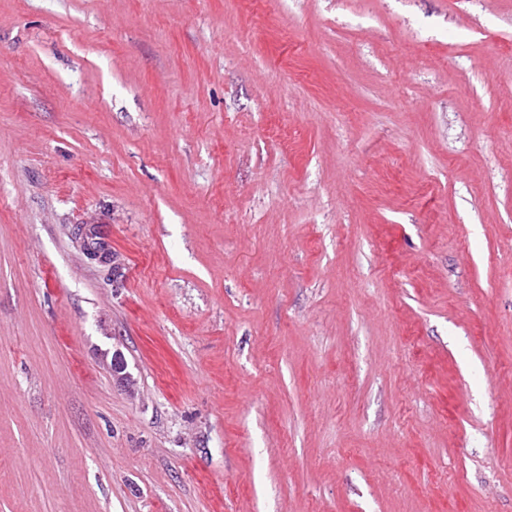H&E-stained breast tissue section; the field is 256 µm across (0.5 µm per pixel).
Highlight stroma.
Segmentation results:
<instances>
[{
	"instance_id": "obj_1",
	"label": "stroma",
	"mask_w": 512,
	"mask_h": 512,
	"mask_svg": "<svg viewBox=\"0 0 512 512\" xmlns=\"http://www.w3.org/2000/svg\"><path fill=\"white\" fill-rule=\"evenodd\" d=\"M0 512H512V0H0Z\"/></svg>"
}]
</instances>
